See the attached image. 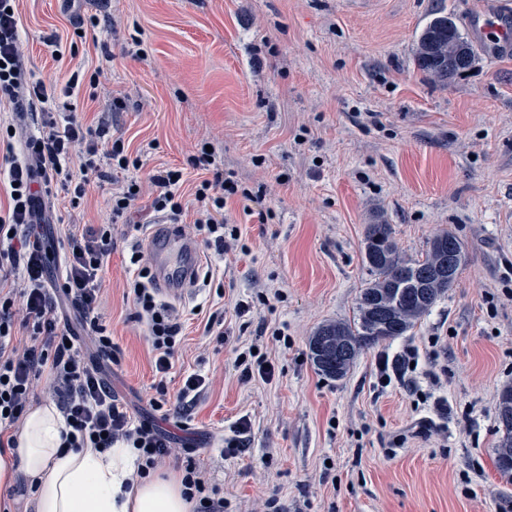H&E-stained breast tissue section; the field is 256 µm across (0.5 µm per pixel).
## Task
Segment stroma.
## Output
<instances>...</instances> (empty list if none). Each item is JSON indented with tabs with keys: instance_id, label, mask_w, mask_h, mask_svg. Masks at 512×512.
<instances>
[{
	"instance_id": "1",
	"label": "stroma",
	"mask_w": 512,
	"mask_h": 512,
	"mask_svg": "<svg viewBox=\"0 0 512 512\" xmlns=\"http://www.w3.org/2000/svg\"><path fill=\"white\" fill-rule=\"evenodd\" d=\"M485 0H19L25 66L49 99L35 113L0 101L13 124L0 147V204L7 149L23 153L36 112L71 102L79 119L109 116L144 180L185 167L201 135L225 171L263 190L261 211L229 206L237 245L203 254L212 280L168 304L182 323L181 355L166 378L154 370L147 327L135 317L129 245L159 220L146 184L135 211L113 218L112 184L97 180L80 208L46 199L36 232L64 270L67 238L115 221L100 310L120 350L103 375L138 416L158 381L177 391L186 374L209 383L191 407L199 463L224 489V512H512V484L493 464L498 395L512 386V57L479 53L441 85L418 70L415 37L436 10L457 23ZM97 16L83 37L79 20ZM58 33L62 58L44 40ZM109 79L95 97L68 98L72 73ZM120 110H112L113 98ZM390 224L400 252L420 256L452 232L468 259L453 288L406 335L363 350L331 380L309 354L313 332L352 318L370 277L366 225ZM249 310L238 313V304ZM224 321V338L206 331ZM285 338L276 341L272 333ZM443 348L433 351L429 340ZM419 351L413 382L379 383L381 356ZM256 348L270 381L245 383L236 358ZM438 382H431V375ZM448 400V426L427 430L426 393ZM242 451L220 458L240 419ZM402 448L392 449L396 436Z\"/></svg>"
}]
</instances>
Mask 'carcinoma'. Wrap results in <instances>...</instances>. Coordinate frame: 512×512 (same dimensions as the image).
<instances>
[{"instance_id":"1","label":"carcinoma","mask_w":512,"mask_h":512,"mask_svg":"<svg viewBox=\"0 0 512 512\" xmlns=\"http://www.w3.org/2000/svg\"><path fill=\"white\" fill-rule=\"evenodd\" d=\"M477 52L455 19L439 11L416 37L414 61L431 80L447 84L472 67ZM363 261L372 279L360 289L353 317L317 328L309 341L312 363L321 375L341 379L360 352L403 336L453 287L466 263L462 242L446 231L433 236L419 259L400 254L391 225L370 224ZM497 420L503 434L494 449V465L512 483V386L499 394Z\"/></svg>"}]
</instances>
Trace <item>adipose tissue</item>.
Masks as SVG:
<instances>
[{
	"instance_id": "obj_1",
	"label": "adipose tissue",
	"mask_w": 512,
	"mask_h": 512,
	"mask_svg": "<svg viewBox=\"0 0 512 512\" xmlns=\"http://www.w3.org/2000/svg\"><path fill=\"white\" fill-rule=\"evenodd\" d=\"M65 428L55 405L30 408L16 448L0 454V487H9L20 470L38 479L36 512H193L179 476L153 473L126 488L136 462L131 448L118 444L105 453L66 451Z\"/></svg>"
}]
</instances>
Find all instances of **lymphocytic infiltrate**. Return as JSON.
Wrapping results in <instances>:
<instances>
[{"mask_svg": "<svg viewBox=\"0 0 512 512\" xmlns=\"http://www.w3.org/2000/svg\"><path fill=\"white\" fill-rule=\"evenodd\" d=\"M16 0H0V100H8L22 112L34 103L46 102L43 82L27 80L24 71L20 17ZM78 160V171L69 163ZM9 206L0 216V447L12 448L33 403L53 400L67 429L63 445L69 449L108 451L124 443L137 453L129 477L137 483L166 462L182 471L186 498L194 500L195 512H224L226 503L209 472L196 461L190 443H177L175 430L185 429L183 416L204 389V376L188 375L176 396H169L165 383H158L149 401L153 417L138 418L112 393L102 375V363L119 360V350L100 321L98 308L103 288V267L112 252V224H101L82 234H70L64 273L48 281L51 254L33 224L45 194L60 188L79 207L92 179L123 173L124 181L112 193V215L122 217L141 197L138 181L129 169L138 159L129 156L122 139L112 138L105 121L87 126L74 113L46 112L37 136L32 137L24 157L7 155ZM188 166L206 171L195 187L197 217L193 231L205 249L224 254L239 239L237 227L224 219L234 200H253L216 160L214 153L199 147L187 158ZM182 169L166 168L151 174L155 192L151 206L170 221H179L184 206L179 189ZM130 263L138 273L131 284L136 317L148 326L155 353L156 374L167 375L180 347L181 325L169 307L156 298L139 242L130 246ZM68 301L82 315L88 339L101 358L87 363L68 323L58 313L59 300ZM172 422L166 430L164 422Z\"/></svg>", "mask_w": 512, "mask_h": 512, "instance_id": "obj_1", "label": "lymphocytic infiltrate"}]
</instances>
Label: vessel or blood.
<instances>
[{"label":"vessel or blood","mask_w":512,"mask_h":512,"mask_svg":"<svg viewBox=\"0 0 512 512\" xmlns=\"http://www.w3.org/2000/svg\"><path fill=\"white\" fill-rule=\"evenodd\" d=\"M467 25L493 57L512 55V8L504 0H487L481 12L469 17ZM144 247L157 269L159 294L172 298L185 295L199 261L195 244L170 225L158 224L148 234Z\"/></svg>","instance_id":"obj_1"}]
</instances>
